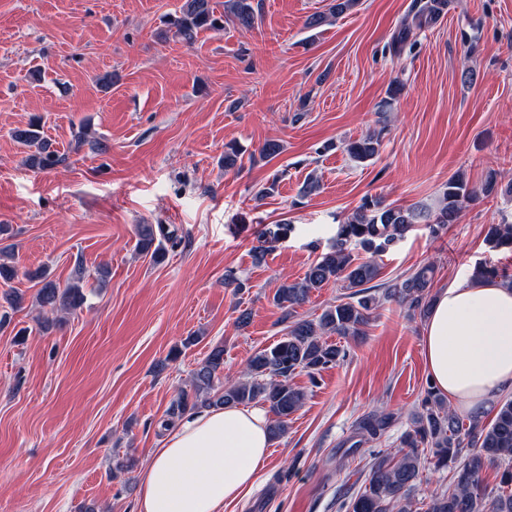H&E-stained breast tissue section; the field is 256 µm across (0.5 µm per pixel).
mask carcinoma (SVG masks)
Returning <instances> with one entry per match:
<instances>
[{
  "instance_id": "1",
  "label": "carcinoma",
  "mask_w": 512,
  "mask_h": 512,
  "mask_svg": "<svg viewBox=\"0 0 512 512\" xmlns=\"http://www.w3.org/2000/svg\"><path fill=\"white\" fill-rule=\"evenodd\" d=\"M358 0H332L329 14H317L307 21L308 27H319L327 16L340 15L357 4ZM451 0H417L416 9L402 22L393 48L406 46L413 28L435 23ZM230 19L250 29L257 19L254 0H224V13L216 15L212 0H184L179 12L167 20L168 32L178 41L191 45L203 30L224 29V19ZM17 140L35 148L29 161L39 170L53 169L66 161V156L53 148L41 133V119H33L27 127L14 132ZM382 145V131L373 130L349 143L346 151L354 161L372 160ZM243 152L236 143L224 146V170L241 168ZM497 186L492 172L485 183L476 188L456 174L443 185L437 209L418 204L403 207L386 204L379 199L365 200L352 215L339 225L336 239L328 251L308 267L299 281H284L275 290L273 302L281 309L283 337L274 345L256 351L248 360L243 380L232 384L220 381L224 370V348L214 347L193 372V393L183 391L169 409L170 419L180 417L188 409L219 406H267L275 419L269 423L272 438L288 430V419L304 404L306 393L291 383L297 372L310 377L335 366L347 358V351L330 344L326 337L361 336L368 325L377 298L372 290L380 275L374 257L385 252L417 224H427L437 234L455 223L460 213L479 195L489 196ZM286 230V225L267 228L261 232L255 256L260 259L271 249ZM139 253L157 263L165 254L163 243L156 242L153 225L141 224L136 232ZM490 246H512V225L491 224L486 232ZM359 243L371 254L360 259L350 248ZM432 267L423 265L406 278L382 285L384 298L408 305L412 312L428 311L434 295L431 293ZM26 276L42 281L36 300L43 308L72 311L85 303L83 277L65 287L47 279L41 272ZM477 279H501L512 283V276L495 267H475ZM331 282L345 290L336 304L327 307L313 318L299 316L297 307L304 304L310 293ZM393 424L389 413H370L356 424L358 440L351 444L359 448L380 439ZM401 448L395 453L377 451L370 454L369 472L363 488L348 500L338 503L341 512H512V397L504 400L495 417L487 422L476 415L464 423L451 410L443 395L427 384L424 396L411 415V423L400 438ZM435 469L453 468L448 489L432 494L422 503L414 492L426 466ZM501 468L499 483L493 488L483 485V472L490 466Z\"/></svg>"
}]
</instances>
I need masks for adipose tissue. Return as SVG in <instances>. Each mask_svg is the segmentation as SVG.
I'll return each mask as SVG.
<instances>
[{
  "label": "adipose tissue",
  "instance_id": "obj_1",
  "mask_svg": "<svg viewBox=\"0 0 512 512\" xmlns=\"http://www.w3.org/2000/svg\"><path fill=\"white\" fill-rule=\"evenodd\" d=\"M433 385L460 413H485L512 390V287L464 279L440 290L423 325ZM272 441L262 408L190 414L155 449L138 512H222L250 488Z\"/></svg>",
  "mask_w": 512,
  "mask_h": 512
}]
</instances>
